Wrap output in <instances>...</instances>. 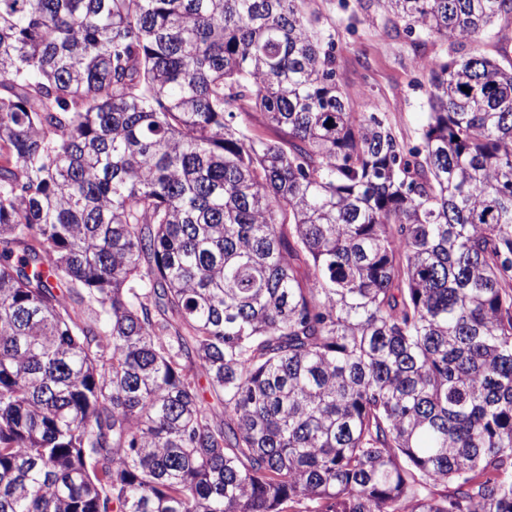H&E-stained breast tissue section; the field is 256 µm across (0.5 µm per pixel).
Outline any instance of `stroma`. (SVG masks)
Listing matches in <instances>:
<instances>
[{
	"instance_id": "35a3bbf8",
	"label": "stroma",
	"mask_w": 512,
	"mask_h": 512,
	"mask_svg": "<svg viewBox=\"0 0 512 512\" xmlns=\"http://www.w3.org/2000/svg\"><path fill=\"white\" fill-rule=\"evenodd\" d=\"M308 8L330 36L336 70L354 102L369 99L371 109L384 113L408 144L420 141L427 121L430 75L427 60L446 54L443 44L414 50L410 37L383 24L351 22L355 0H310Z\"/></svg>"
}]
</instances>
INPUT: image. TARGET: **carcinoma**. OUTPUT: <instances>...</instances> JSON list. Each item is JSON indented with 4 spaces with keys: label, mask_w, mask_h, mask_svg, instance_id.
<instances>
[{
    "label": "carcinoma",
    "mask_w": 512,
    "mask_h": 512,
    "mask_svg": "<svg viewBox=\"0 0 512 512\" xmlns=\"http://www.w3.org/2000/svg\"><path fill=\"white\" fill-rule=\"evenodd\" d=\"M356 3L414 146L305 0H0V512H512V0ZM308 8L335 47L336 70L343 89L356 103L369 99V112L384 113L408 144L420 141L427 121L430 75L424 61L446 57V45L428 43L415 52L407 37L385 28L349 19L355 0H310ZM359 19L362 13L357 11Z\"/></svg>",
    "instance_id": "cac0c4a2"
}]
</instances>
